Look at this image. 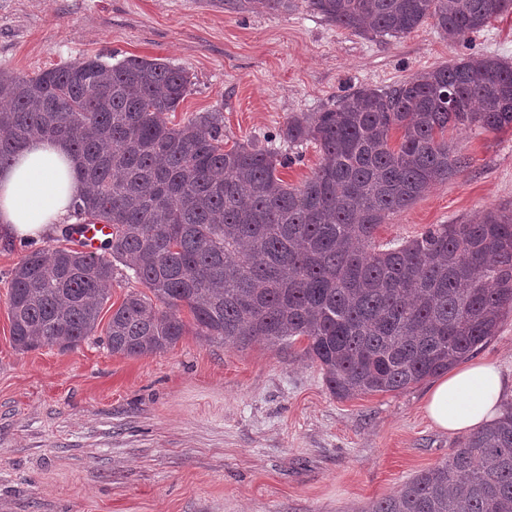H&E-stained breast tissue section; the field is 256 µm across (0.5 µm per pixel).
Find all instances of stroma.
<instances>
[{
	"instance_id": "1",
	"label": "stroma",
	"mask_w": 512,
	"mask_h": 512,
	"mask_svg": "<svg viewBox=\"0 0 512 512\" xmlns=\"http://www.w3.org/2000/svg\"><path fill=\"white\" fill-rule=\"evenodd\" d=\"M471 53L512 63V12L452 42L430 20L397 38L356 35L306 0L244 15L216 0H0V71L159 58L191 80L169 124L221 110L228 147ZM448 137L467 166L379 225L372 250L512 211V129ZM65 245L78 243L0 240V512H366L458 443L426 413L432 380L340 400L300 341L236 348L190 332L139 358L96 340L17 351L10 273Z\"/></svg>"
}]
</instances>
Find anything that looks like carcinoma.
<instances>
[{"instance_id":"carcinoma-1","label":"carcinoma","mask_w":512,"mask_h":512,"mask_svg":"<svg viewBox=\"0 0 512 512\" xmlns=\"http://www.w3.org/2000/svg\"><path fill=\"white\" fill-rule=\"evenodd\" d=\"M357 35L399 37L427 19L463 40L512 0H307ZM286 12L293 0H224V11ZM188 72L160 59L99 56L34 76L0 73V166L31 139L80 160L76 222L107 224L102 252L27 254L11 271L14 348L67 351L96 335L117 265L130 290L105 329L110 352L141 357L187 334L245 348L288 347L319 363L339 399L398 392L442 375L497 335L512 312V213L434 224L371 252L378 226L466 167L448 130L512 128V64L471 54L332 108L295 114L279 139L315 144L303 185L277 176L291 157L268 141L224 149V113L176 127ZM399 142L392 143V132ZM367 512H512V405Z\"/></svg>"}]
</instances>
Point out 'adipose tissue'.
Instances as JSON below:
<instances>
[{
    "mask_svg": "<svg viewBox=\"0 0 512 512\" xmlns=\"http://www.w3.org/2000/svg\"><path fill=\"white\" fill-rule=\"evenodd\" d=\"M78 158L64 141H30L12 165L0 168V235L39 239L67 223L76 185ZM512 392L495 364L478 361L450 373L427 396L434 425L465 434L496 418Z\"/></svg>",
    "mask_w": 512,
    "mask_h": 512,
    "instance_id": "obj_1",
    "label": "adipose tissue"
}]
</instances>
